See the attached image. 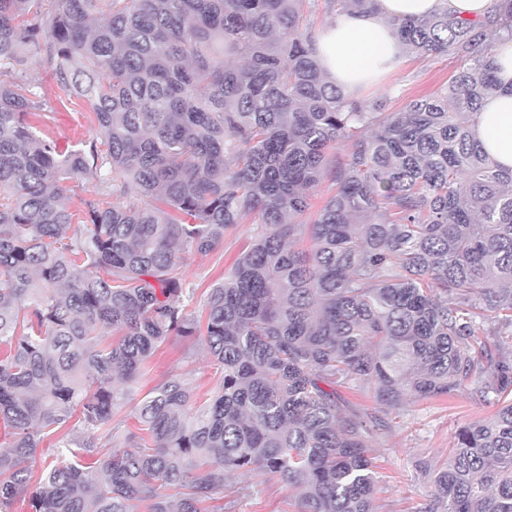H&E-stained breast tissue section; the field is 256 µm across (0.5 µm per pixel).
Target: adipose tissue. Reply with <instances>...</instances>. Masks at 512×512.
I'll return each instance as SVG.
<instances>
[{
  "mask_svg": "<svg viewBox=\"0 0 512 512\" xmlns=\"http://www.w3.org/2000/svg\"><path fill=\"white\" fill-rule=\"evenodd\" d=\"M375 11L343 14L317 39L318 57L337 87L348 95L373 83L400 59L393 24L446 9L463 17L486 16L493 0H375ZM493 62L501 91L481 105L472 134L498 163L512 168V40L500 42Z\"/></svg>",
  "mask_w": 512,
  "mask_h": 512,
  "instance_id": "ef3b65f1",
  "label": "adipose tissue"
}]
</instances>
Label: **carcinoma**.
Segmentation results:
<instances>
[{
    "mask_svg": "<svg viewBox=\"0 0 512 512\" xmlns=\"http://www.w3.org/2000/svg\"><path fill=\"white\" fill-rule=\"evenodd\" d=\"M43 2L0 0V512H224L203 503L254 471L298 512H378L387 417L463 391L496 410L456 430L415 512H512V169L461 119L500 89L487 31L512 39V0L396 24L409 54L470 62L399 112L330 80L316 0ZM29 54L59 100L90 103L96 136L62 149L34 130ZM248 220L251 249L188 313L182 252ZM173 336L208 352L217 391L199 402L172 375L122 414Z\"/></svg>",
    "mask_w": 512,
    "mask_h": 512,
    "instance_id": "carcinoma-1",
    "label": "carcinoma"
}]
</instances>
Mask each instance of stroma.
Segmentation results:
<instances>
[{
  "mask_svg": "<svg viewBox=\"0 0 512 512\" xmlns=\"http://www.w3.org/2000/svg\"><path fill=\"white\" fill-rule=\"evenodd\" d=\"M466 66V61L457 57H417L406 53L395 69L379 84L363 88L357 99L365 105L381 101L386 111H398L410 100L439 90ZM26 76L41 88L46 99L43 110L30 118L40 135L65 147L94 135L96 125L89 102L77 98L58 101L39 59L30 60ZM251 244L252 226L246 223L228 230L223 245L213 252L186 253L182 271L187 283L200 290L210 287L235 265ZM173 374L183 375L200 392L215 388L214 368L208 354L194 347L192 340L174 337L150 358L147 373L135 386L132 400L140 401L157 383ZM491 412V407L466 392L449 399L418 402L401 412L390 430L380 434L374 443L383 485L379 512H413L416 504L427 499L432 490L425 463L446 461L455 430ZM234 481L250 484L254 489L251 497L237 503L234 512H295L293 501L278 479L255 474L238 475Z\"/></svg>",
  "mask_w": 512,
  "mask_h": 512,
  "instance_id": "35a3bbf8",
  "label": "stroma"
}]
</instances>
